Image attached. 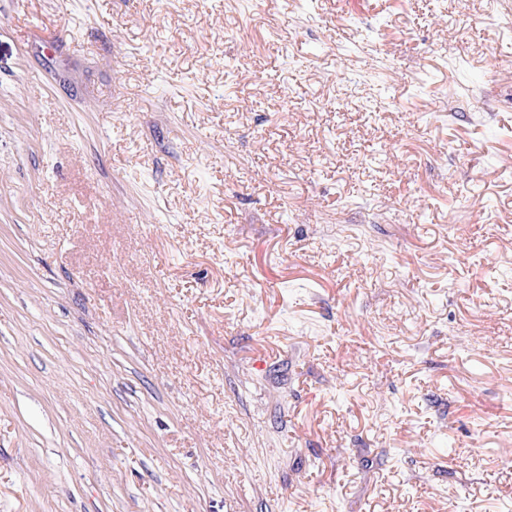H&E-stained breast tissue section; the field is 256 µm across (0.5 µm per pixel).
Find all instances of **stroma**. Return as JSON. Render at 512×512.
Here are the masks:
<instances>
[{
    "mask_svg": "<svg viewBox=\"0 0 512 512\" xmlns=\"http://www.w3.org/2000/svg\"><path fill=\"white\" fill-rule=\"evenodd\" d=\"M500 0H0V512H512Z\"/></svg>",
    "mask_w": 512,
    "mask_h": 512,
    "instance_id": "obj_1",
    "label": "stroma"
}]
</instances>
